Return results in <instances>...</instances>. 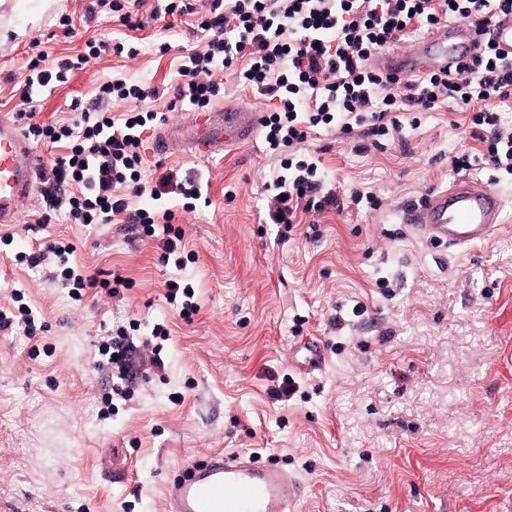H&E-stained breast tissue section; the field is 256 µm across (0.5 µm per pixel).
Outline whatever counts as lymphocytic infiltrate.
<instances>
[{
    "instance_id": "f902f5d3",
    "label": "lymphocytic infiltrate",
    "mask_w": 512,
    "mask_h": 512,
    "mask_svg": "<svg viewBox=\"0 0 512 512\" xmlns=\"http://www.w3.org/2000/svg\"><path fill=\"white\" fill-rule=\"evenodd\" d=\"M164 15L187 18L199 43L180 55L173 96L163 110L157 106L158 88L115 75L97 86L91 106L71 103L73 118L39 120L37 100L44 90L68 82L106 50L133 59L142 49L134 41L110 45L90 39L83 52L52 60L40 41H33L16 116L25 137L51 155L41 223L58 216L72 224L120 220L146 236L162 233L163 260L184 266L177 213L195 210L201 183L169 169L149 185L141 134L162 123L166 111L187 105L201 112L223 98L224 85L216 79L222 72L271 102L262 117L264 145L280 172L264 185L271 199L267 223L290 227L312 213L380 205L372 193L341 195L329 187L320 157L303 149L312 132L349 135L360 127L366 135L386 137L401 131L406 114L448 103L469 113V135L476 142L453 157L455 170L489 164L512 175V132L500 130L498 113L489 109L490 103L512 101V61L490 46L459 62L453 72L416 79L386 74L371 64L375 52L451 20L511 19L512 0H208L202 10L191 0H162L152 16ZM128 101L134 109L112 112L111 103ZM143 194L151 206L130 209V197ZM47 252L58 258L60 278L73 300L88 288L114 295L128 285L124 278L101 279L71 266L74 247L69 243L48 242L24 260L37 267ZM137 328L133 320L116 326L102 347L114 377L111 394L102 398L104 414H111L114 396L128 394L135 351L130 333Z\"/></svg>"
}]
</instances>
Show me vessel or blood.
<instances>
[{"label": "vessel or blood", "instance_id": "b4317fda", "mask_svg": "<svg viewBox=\"0 0 512 512\" xmlns=\"http://www.w3.org/2000/svg\"><path fill=\"white\" fill-rule=\"evenodd\" d=\"M512 59V20L480 27L451 22L428 34L413 52L374 53L377 69L398 76L417 71L451 68L459 59L477 55L485 42ZM259 112L225 109L193 113L189 122L192 152L211 156L231 144L254 139L261 124ZM41 163L19 125L0 115V224L17 223L37 186ZM503 198L490 184L462 176L447 188L435 189L408 203L401 221L409 229L439 243L466 248L486 240L501 221ZM300 479L274 465L259 463L248 453H218L202 464L185 468L166 488L170 512H289L304 494Z\"/></svg>", "mask_w": 512, "mask_h": 512}]
</instances>
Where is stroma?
I'll use <instances>...</instances> for the list:
<instances>
[{
    "label": "stroma",
    "instance_id": "obj_1",
    "mask_svg": "<svg viewBox=\"0 0 512 512\" xmlns=\"http://www.w3.org/2000/svg\"><path fill=\"white\" fill-rule=\"evenodd\" d=\"M91 0H0V113L27 74L31 40L50 57L75 55L88 39L110 40L111 13L87 16ZM72 18L77 34L62 37ZM170 57L101 55L65 85L42 93V119L120 72L146 84L170 81ZM187 111L169 112L143 133L149 163L200 173L209 206L182 214L184 267L161 260L160 238L121 224L53 230L92 274L129 288L69 298L53 279V257L28 268L44 231L33 193L13 242L0 251V307L22 293L43 331L0 330V512H166L167 482L216 453L248 452L288 469L305 485L291 512H512V177L472 170L506 197L492 237L448 249L401 224L404 205L447 187L452 158L473 147L452 109L424 112L418 127L373 145L323 133L337 190L366 189L378 210L346 209L316 226L263 224L262 186L275 171L263 140L201 156L154 151L160 131L178 135ZM192 283L198 311L180 315L168 280ZM138 319L140 335L168 328L162 367L140 355L129 399L101 418L111 385L94 362L113 323ZM316 337L319 369L300 368L294 347ZM299 386L275 399L284 378Z\"/></svg>",
    "mask_w": 512,
    "mask_h": 512
}]
</instances>
